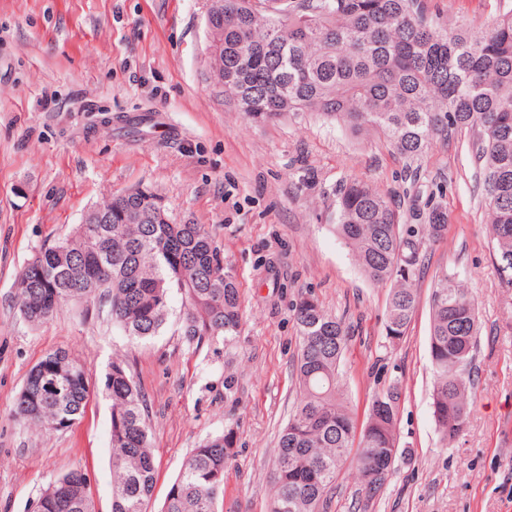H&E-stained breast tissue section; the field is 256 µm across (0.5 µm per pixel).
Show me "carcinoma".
Masks as SVG:
<instances>
[{
  "mask_svg": "<svg viewBox=\"0 0 512 512\" xmlns=\"http://www.w3.org/2000/svg\"><path fill=\"white\" fill-rule=\"evenodd\" d=\"M224 71L213 84L254 122L315 114L357 136L383 135L415 162L468 129L479 162L478 184L490 218L500 278L512 288V8L473 33L435 23L420 0H223L215 24ZM79 224L36 251L17 275L16 305L38 326L67 302L104 298L112 322L131 342L159 334L171 293L181 295V336L198 346L238 336V283L201 224L170 221L162 199L137 187L114 193ZM448 215L429 209L423 231L439 240ZM334 230L364 277L391 284L386 336L404 337L418 307V232L402 224L391 196L353 178L336 187ZM300 336L297 400L281 432L269 512H326L327 494L345 464L375 499L392 468L401 397L397 382L375 392L361 431L339 385L349 330L310 293L294 306ZM475 298L454 273L440 271L431 295L429 355L432 409L443 437L466 426L472 389L468 366L477 346ZM63 354L57 391L39 395L41 368ZM111 399L112 512H148L154 457L148 405L127 359L105 374ZM85 368L64 349L28 372L15 418L36 429L71 427L85 414ZM227 430L193 449L170 486L162 512H221L224 470L234 454ZM86 473L59 476L38 497L42 512H95L78 496Z\"/></svg>",
  "mask_w": 512,
  "mask_h": 512,
  "instance_id": "cac0c4a2",
  "label": "carcinoma"
}]
</instances>
